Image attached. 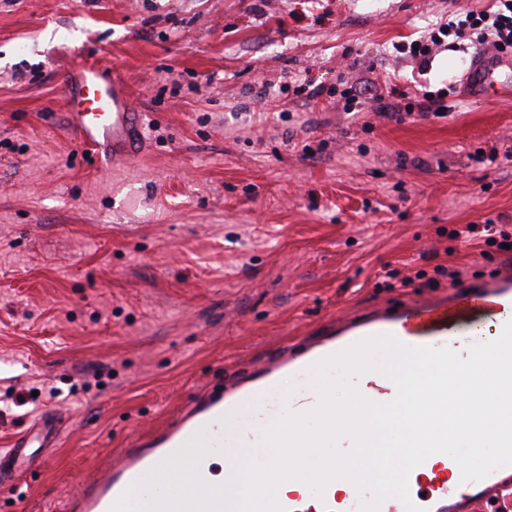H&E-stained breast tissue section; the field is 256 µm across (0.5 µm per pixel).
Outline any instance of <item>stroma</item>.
I'll return each instance as SVG.
<instances>
[{"mask_svg": "<svg viewBox=\"0 0 512 512\" xmlns=\"http://www.w3.org/2000/svg\"><path fill=\"white\" fill-rule=\"evenodd\" d=\"M491 0H0V452L65 424L0 482V512H61L195 391L340 315L495 277L512 227V96L443 118L344 112L369 74L463 81L394 46ZM100 50L145 114L141 155L97 172L67 136L66 47ZM322 94L307 99L296 78ZM496 151L493 165L470 160ZM407 285L390 286L391 277ZM58 398L48 399V388Z\"/></svg>", "mask_w": 512, "mask_h": 512, "instance_id": "stroma-1", "label": "stroma"}]
</instances>
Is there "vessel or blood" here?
<instances>
[{
    "label": "vessel or blood",
    "instance_id": "obj_1",
    "mask_svg": "<svg viewBox=\"0 0 512 512\" xmlns=\"http://www.w3.org/2000/svg\"><path fill=\"white\" fill-rule=\"evenodd\" d=\"M69 65L64 73V94L68 131L77 146L98 158L114 161L134 159L143 142V114L136 106L127 81L117 71L107 68L98 51L76 42L67 49ZM499 55L483 53L472 60L465 84L478 98L512 90V75L497 72ZM483 315L493 320L491 336H498L512 320V270L503 269L493 280L468 283L451 295L422 298L392 309L381 307L359 317H346L331 325L333 341L310 344L305 354L291 346L279 348L263 366L246 365L227 376L219 389L196 391L178 419L145 437L133 438L120 449L93 478L83 480L68 495L62 512H112L114 505L132 485H139L140 495L149 492L148 480L154 469L178 452L193 436L206 432L213 443L212 454L204 455L197 466L204 482H212L213 455L223 453L233 442L245 447H259L264 431L288 413L303 414L320 404L319 393L304 382L288 399L279 397L283 374L305 377L318 362L338 355L344 347L389 334L409 347H427L437 339L455 335L457 326L469 318ZM396 396L394 382L383 374L368 379L363 389L365 400L387 403ZM250 398L262 401L261 409L249 420L232 421L240 403ZM30 456L27 439L15 441L6 454H0V476L16 473ZM416 487L410 488L411 501L424 512H453L451 488L424 477V466H416ZM511 467L494 471L472 485V501L491 503L504 486ZM282 512H362L373 502L367 490H355L346 501H338L333 484L322 492L289 491L276 498Z\"/></svg>",
    "mask_w": 512,
    "mask_h": 512
}]
</instances>
